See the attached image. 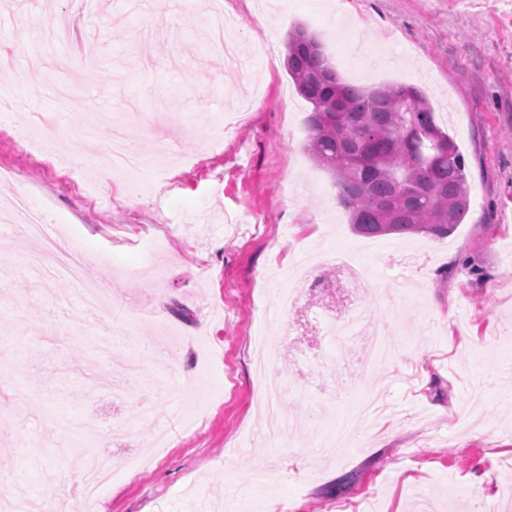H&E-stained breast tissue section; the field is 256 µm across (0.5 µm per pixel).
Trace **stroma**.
Listing matches in <instances>:
<instances>
[{"mask_svg": "<svg viewBox=\"0 0 512 512\" xmlns=\"http://www.w3.org/2000/svg\"><path fill=\"white\" fill-rule=\"evenodd\" d=\"M77 10L65 47L44 45L48 21ZM0 85L23 73L12 116L0 118V483L31 512H512V0H0ZM304 26L338 77L361 87L412 85L465 160L469 211L448 237L364 236L336 203L332 175L307 150L311 106L284 65ZM266 39L270 55L255 43ZM68 70L66 107L45 82ZM129 116L126 135L164 195H131L100 171L94 196L69 164L95 159L100 139L79 117ZM25 193L109 290L108 311L146 344L134 363L79 331L68 279L43 287L36 250L13 210ZM175 237L155 261L137 231ZM356 255L355 287L395 350L376 375H350L363 352L300 368L323 344L312 311L341 310L344 292L302 295L283 312L288 269ZM280 339L273 371L306 399L267 441L253 376L260 337ZM390 380L393 412L322 448L332 420ZM128 388L112 397L111 384ZM25 388L26 407L11 394ZM115 472L84 493V452Z\"/></svg>", "mask_w": 512, "mask_h": 512, "instance_id": "35a3bbf8", "label": "stroma"}]
</instances>
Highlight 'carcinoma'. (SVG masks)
<instances>
[{
  "label": "carcinoma",
  "instance_id": "obj_1",
  "mask_svg": "<svg viewBox=\"0 0 512 512\" xmlns=\"http://www.w3.org/2000/svg\"><path fill=\"white\" fill-rule=\"evenodd\" d=\"M286 65L311 105L308 150L334 176L357 233L441 239L462 223L469 209L465 162L418 88L366 91L344 83L302 26L288 33Z\"/></svg>",
  "mask_w": 512,
  "mask_h": 512
}]
</instances>
